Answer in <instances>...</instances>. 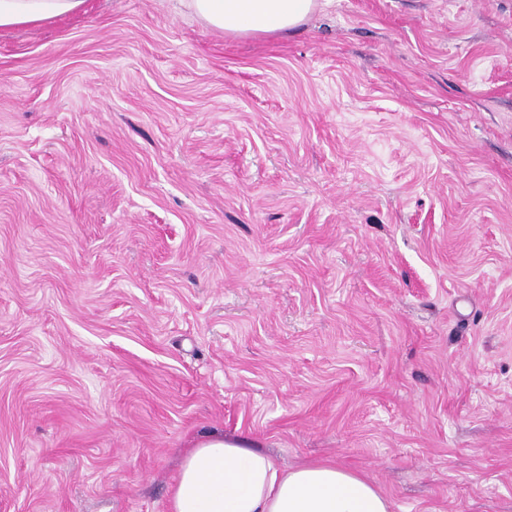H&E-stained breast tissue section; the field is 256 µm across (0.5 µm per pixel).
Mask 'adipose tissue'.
Masks as SVG:
<instances>
[{"label":"adipose tissue","instance_id":"obj_1","mask_svg":"<svg viewBox=\"0 0 512 512\" xmlns=\"http://www.w3.org/2000/svg\"><path fill=\"white\" fill-rule=\"evenodd\" d=\"M89 0H0V31L85 13ZM206 27L231 36L286 34L318 0H178ZM372 482L333 463L280 470L244 440L212 431L183 456L167 512H393Z\"/></svg>","mask_w":512,"mask_h":512}]
</instances>
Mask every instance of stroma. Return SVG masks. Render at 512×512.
Instances as JSON below:
<instances>
[{
  "mask_svg": "<svg viewBox=\"0 0 512 512\" xmlns=\"http://www.w3.org/2000/svg\"><path fill=\"white\" fill-rule=\"evenodd\" d=\"M214 430L512 512V0L0 32V512H166Z\"/></svg>",
  "mask_w": 512,
  "mask_h": 512,
  "instance_id": "stroma-1",
  "label": "stroma"
}]
</instances>
